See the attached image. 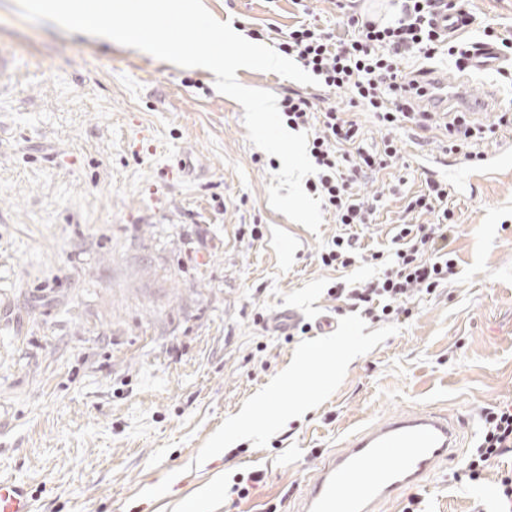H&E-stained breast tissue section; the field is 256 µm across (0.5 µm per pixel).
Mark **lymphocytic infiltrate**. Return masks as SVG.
I'll use <instances>...</instances> for the list:
<instances>
[{"mask_svg":"<svg viewBox=\"0 0 512 512\" xmlns=\"http://www.w3.org/2000/svg\"><path fill=\"white\" fill-rule=\"evenodd\" d=\"M448 0H401L395 19L378 22L351 13L346 25L352 34L337 37L333 30L312 21L289 29L277 49L292 58L318 81L316 93L287 90L278 102L288 128L310 131L309 153L316 168L306 182L310 194L319 197L324 211L340 224H370L375 209L362 201L356 187L369 175L387 169L397 155L394 133L405 123L420 130L432 129L435 114L428 108L430 68L406 71L410 58L427 61L440 52L458 70H466L478 43L445 46L434 20L449 12ZM345 94L351 107L371 114L385 131L382 145H362L361 125L334 106L317 107L316 98ZM447 183L426 182L423 193L412 196L410 212L434 214L427 225H403L389 259L372 253L381 264L378 276L352 288H336L335 296L373 321L397 320L411 315L409 299L433 293L453 275L455 260L448 249L454 213L446 201ZM512 455V404L486 408L481 415L478 439L463 460L469 480H479L492 460Z\"/></svg>","mask_w":512,"mask_h":512,"instance_id":"1","label":"lymphocytic infiltrate"}]
</instances>
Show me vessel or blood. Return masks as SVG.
Returning <instances> with one entry per match:
<instances>
[{"mask_svg": "<svg viewBox=\"0 0 512 512\" xmlns=\"http://www.w3.org/2000/svg\"><path fill=\"white\" fill-rule=\"evenodd\" d=\"M435 25L453 36L470 25L467 10L437 17ZM504 58L491 43L475 52L468 66L482 74L501 68ZM484 166H512V139L484 155ZM461 426L446 414L426 410L393 416L353 435L342 451L330 455L307 485L298 512H375L408 487L423 485L434 465L455 455ZM0 512H33L28 486L0 479Z\"/></svg>", "mask_w": 512, "mask_h": 512, "instance_id": "1", "label": "vessel or blood"}]
</instances>
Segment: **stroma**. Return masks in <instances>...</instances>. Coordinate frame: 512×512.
<instances>
[{"label": "stroma", "mask_w": 512, "mask_h": 512, "mask_svg": "<svg viewBox=\"0 0 512 512\" xmlns=\"http://www.w3.org/2000/svg\"><path fill=\"white\" fill-rule=\"evenodd\" d=\"M235 28L281 37L314 17L345 29L334 0H203ZM512 39V0H482L462 39ZM0 478L27 482L34 512H296L318 465L362 428L408 411L466 418L512 403V172H475L449 195L456 272L413 314L375 322L329 295L377 273L324 266L335 237L392 253L426 178L447 180L436 127L397 133L391 166L357 187L371 224L324 214L312 233L268 203L244 109L214 74L25 19L0 0ZM505 75L438 77L512 107ZM259 228L260 237L250 235ZM322 317L286 337L271 318ZM287 389L276 384L307 348ZM299 365V364H298ZM437 463L377 512L494 508L512 457L462 477ZM245 488V497L232 486Z\"/></svg>", "instance_id": "stroma-1"}]
</instances>
